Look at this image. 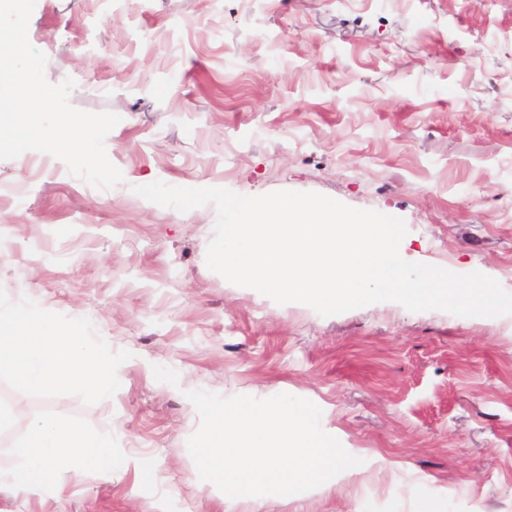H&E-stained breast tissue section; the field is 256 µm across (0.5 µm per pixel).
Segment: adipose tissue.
Masks as SVG:
<instances>
[{
  "instance_id": "1",
  "label": "adipose tissue",
  "mask_w": 512,
  "mask_h": 512,
  "mask_svg": "<svg viewBox=\"0 0 512 512\" xmlns=\"http://www.w3.org/2000/svg\"><path fill=\"white\" fill-rule=\"evenodd\" d=\"M38 390L103 389L112 366L91 345L80 324L58 327L43 314L0 311V367ZM106 443L76 423L29 417L19 463L0 477V487L53 486L62 470L80 473L104 466Z\"/></svg>"
}]
</instances>
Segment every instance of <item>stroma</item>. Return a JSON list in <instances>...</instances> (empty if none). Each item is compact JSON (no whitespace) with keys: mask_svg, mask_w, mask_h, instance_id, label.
I'll use <instances>...</instances> for the list:
<instances>
[{"mask_svg":"<svg viewBox=\"0 0 512 512\" xmlns=\"http://www.w3.org/2000/svg\"><path fill=\"white\" fill-rule=\"evenodd\" d=\"M70 104L109 110L122 183L0 160V306L83 325L104 392L0 369V409L82 423L112 469L0 492V512H512V315L332 316L206 265L215 206L135 187L316 192L402 218L401 257L512 293V0H36ZM289 394L360 464L263 506L201 481L187 392Z\"/></svg>","mask_w":512,"mask_h":512,"instance_id":"obj_1","label":"stroma"}]
</instances>
